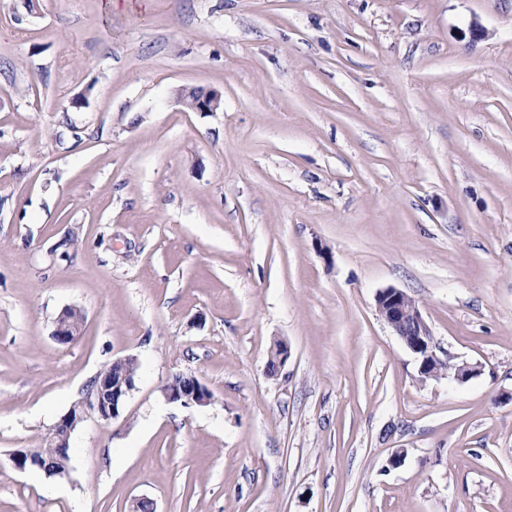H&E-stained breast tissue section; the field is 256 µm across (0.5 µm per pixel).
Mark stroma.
I'll use <instances>...</instances> for the list:
<instances>
[{
	"label": "stroma",
	"mask_w": 512,
	"mask_h": 512,
	"mask_svg": "<svg viewBox=\"0 0 512 512\" xmlns=\"http://www.w3.org/2000/svg\"><path fill=\"white\" fill-rule=\"evenodd\" d=\"M101 2L0 0V512H512V0ZM127 356L69 476L10 465ZM187 94V95H186ZM182 104L190 112H216L222 102L219 92L214 90L198 91L189 89L182 95ZM376 308L394 334L416 355L422 377L447 376L441 369L443 362L434 352L430 328L409 295L396 288H386L376 295ZM71 309L77 310V308L72 307L65 308L61 311L55 321L52 337L57 343H71L80 334L81 322H76L73 318L70 317L69 312ZM161 392L168 403L184 407H205L213 401L212 393L196 377H191V385L185 388L173 389L165 385Z\"/></svg>",
	"instance_id": "1"
}]
</instances>
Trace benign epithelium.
I'll list each match as a JSON object with an SVG mask.
<instances>
[{
	"instance_id": "obj_1",
	"label": "benign epithelium",
	"mask_w": 512,
	"mask_h": 512,
	"mask_svg": "<svg viewBox=\"0 0 512 512\" xmlns=\"http://www.w3.org/2000/svg\"><path fill=\"white\" fill-rule=\"evenodd\" d=\"M221 102L220 93L214 90L190 89L182 95V104L190 112H215L220 108ZM376 308L394 334L416 355L422 377L439 378L448 375L457 382H465L481 372L480 364L469 362L450 365L446 372L442 370L443 362L434 352L430 328L416 302L405 292L396 288L380 291L376 295ZM69 312L70 309H63L55 321L52 337L60 344L73 342L81 331V323L71 318ZM134 384L135 379L127 374L118 378H110L106 374L100 377L97 391L86 395L77 410L70 409L62 415L47 433V442L55 448L57 456L63 459L70 456V436L87 413L92 412L103 421L117 418ZM162 396L165 401L184 407H205L213 401L212 393L195 377L191 378V385L185 388L163 387ZM9 461L20 472L34 466L40 470L45 469L41 461L33 458L28 460L17 450L9 454Z\"/></svg>"
}]
</instances>
